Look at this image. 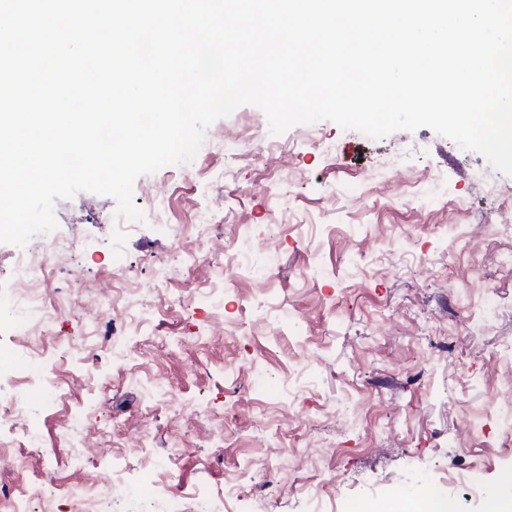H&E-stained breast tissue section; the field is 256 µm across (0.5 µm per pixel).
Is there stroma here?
Returning a JSON list of instances; mask_svg holds the SVG:
<instances>
[{
  "instance_id": "obj_1",
  "label": "stroma",
  "mask_w": 512,
  "mask_h": 512,
  "mask_svg": "<svg viewBox=\"0 0 512 512\" xmlns=\"http://www.w3.org/2000/svg\"><path fill=\"white\" fill-rule=\"evenodd\" d=\"M509 194L512 177L431 129L274 136L244 105L191 162L136 179L143 221L105 195L57 201L56 230L37 237L52 326L26 335L0 317V494L36 479L75 512L90 485L116 474L137 489L146 458L169 457L154 512L170 491L221 512H354L431 488L482 512L489 492L512 495V235L486 222ZM219 195L222 224L197 236ZM244 239L250 275L231 254ZM122 303L135 348L119 356L92 330ZM60 347L68 394L53 406L23 356ZM32 427L41 447L23 445ZM237 476L248 493H230Z\"/></svg>"
}]
</instances>
